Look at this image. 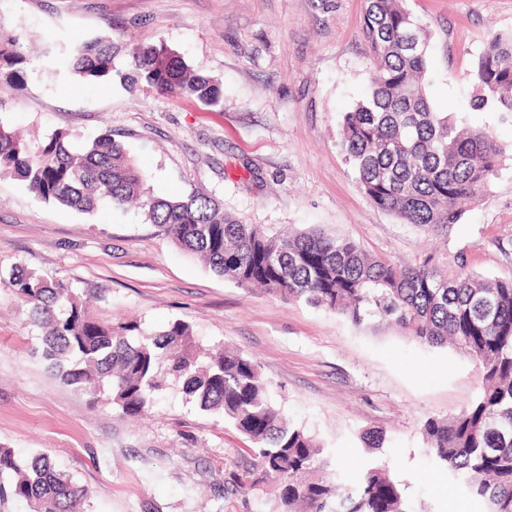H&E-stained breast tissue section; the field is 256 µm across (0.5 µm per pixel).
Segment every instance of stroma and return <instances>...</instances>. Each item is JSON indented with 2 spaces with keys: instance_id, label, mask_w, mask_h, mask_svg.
Listing matches in <instances>:
<instances>
[{
  "instance_id": "obj_1",
  "label": "stroma",
  "mask_w": 512,
  "mask_h": 512,
  "mask_svg": "<svg viewBox=\"0 0 512 512\" xmlns=\"http://www.w3.org/2000/svg\"><path fill=\"white\" fill-rule=\"evenodd\" d=\"M406 6L431 34V104L494 129L504 147L497 175L445 239L378 209L341 148L343 115L371 87L367 0H0V34L30 57L24 85L0 87V122L34 145L60 130L78 147L112 133L147 171L153 195L209 194L271 234L319 228L402 261L432 247L463 250L474 272L512 279V126L471 108L473 64L492 35L512 34V0ZM106 32L122 49L120 65L131 46L166 44L221 80V105L45 76L42 50ZM18 265L71 283L101 323L134 319L151 333L178 319L202 347L222 343L253 359L271 399L323 444L344 485L372 460L359 432L376 429L389 438L382 460L420 512H485L434 463L421 435L427 418L459 413L479 390L471 359L391 326L359 329L305 302L240 288L140 209L82 213L0 177V446L21 458L48 454L90 491L89 512H275L276 503L248 441L187 403L179 384L132 418L55 376L29 304L8 283Z\"/></svg>"
}]
</instances>
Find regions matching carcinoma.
<instances>
[{"instance_id":"cac0c4a2","label":"carcinoma","mask_w":512,"mask_h":512,"mask_svg":"<svg viewBox=\"0 0 512 512\" xmlns=\"http://www.w3.org/2000/svg\"><path fill=\"white\" fill-rule=\"evenodd\" d=\"M361 33L373 62L371 90L345 113L342 148L379 209L441 237L496 174L503 148L493 130H463L432 106L423 83L430 33L403 0H369ZM115 57L112 35L103 34L53 57L50 72L85 83L117 81L130 93L146 85L208 107L222 101L219 80L193 72L164 44L130 48L125 68ZM27 76L17 40L0 38V82L17 86ZM471 76L473 109L512 125V35L492 36ZM0 176L24 182L40 201L79 212L137 202L174 245L241 288L303 300L357 327L388 321L424 346L469 355L482 371L480 392L460 413L427 419L421 432L429 455L482 498L486 512H512V279L481 278L463 251L397 264L320 229L269 235L210 196L154 197L146 171L110 133L73 149L69 134L58 131L33 147L0 123ZM9 283L32 304L41 356L64 383L94 401L106 394L121 414L139 416L168 379L180 382L189 401L251 443L282 512H410L405 485L380 463L341 492L320 460L323 449L272 404L252 359L220 346L202 365L192 328L180 320L148 336L135 321L112 326L91 318L66 281L17 266ZM360 439L379 450L386 437L366 430ZM88 499L49 456L23 461L0 448V509L23 502L30 512H88Z\"/></svg>"}]
</instances>
